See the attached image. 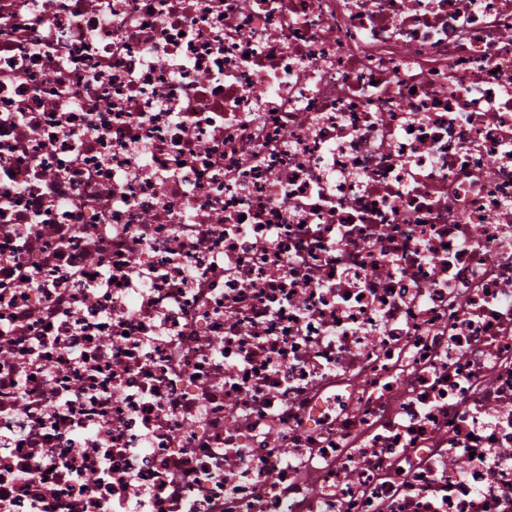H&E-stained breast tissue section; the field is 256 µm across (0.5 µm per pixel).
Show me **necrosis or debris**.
<instances>
[{"label": "necrosis or debris", "mask_w": 512, "mask_h": 512, "mask_svg": "<svg viewBox=\"0 0 512 512\" xmlns=\"http://www.w3.org/2000/svg\"><path fill=\"white\" fill-rule=\"evenodd\" d=\"M0 512H512V0H0Z\"/></svg>", "instance_id": "obj_1"}]
</instances>
